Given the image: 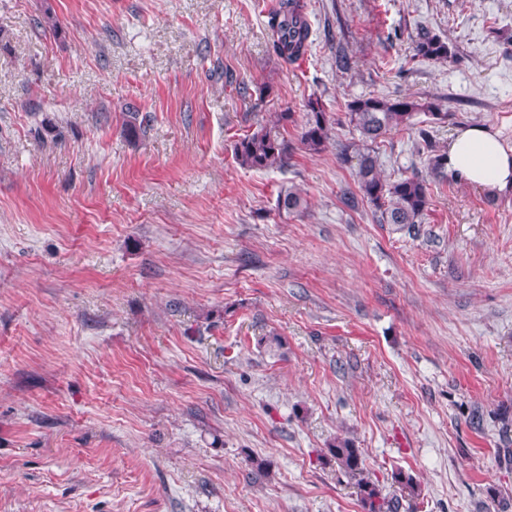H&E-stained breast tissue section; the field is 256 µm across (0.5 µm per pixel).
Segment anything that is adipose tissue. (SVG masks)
<instances>
[{
  "instance_id": "1",
  "label": "adipose tissue",
  "mask_w": 512,
  "mask_h": 512,
  "mask_svg": "<svg viewBox=\"0 0 512 512\" xmlns=\"http://www.w3.org/2000/svg\"><path fill=\"white\" fill-rule=\"evenodd\" d=\"M448 175L488 195L512 194V146L498 131L484 125L458 129L448 141Z\"/></svg>"
}]
</instances>
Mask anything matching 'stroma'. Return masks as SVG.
<instances>
[{
	"instance_id": "35a3bbf8",
	"label": "stroma",
	"mask_w": 512,
	"mask_h": 512,
	"mask_svg": "<svg viewBox=\"0 0 512 512\" xmlns=\"http://www.w3.org/2000/svg\"><path fill=\"white\" fill-rule=\"evenodd\" d=\"M276 2L0 0V512H365L337 439L399 512H512V197L434 176L417 114L375 147L427 182L413 237L342 205L339 154L360 96L434 100L441 149L472 124L512 143V0H303L288 67ZM422 27L455 55L414 58ZM260 125L283 168L235 162ZM270 48L284 64L294 65L309 47L312 31L300 0H280L268 14ZM306 120L302 126L300 143L308 151L318 153L325 149L328 136L327 113L320 98H310L306 104Z\"/></svg>"
}]
</instances>
